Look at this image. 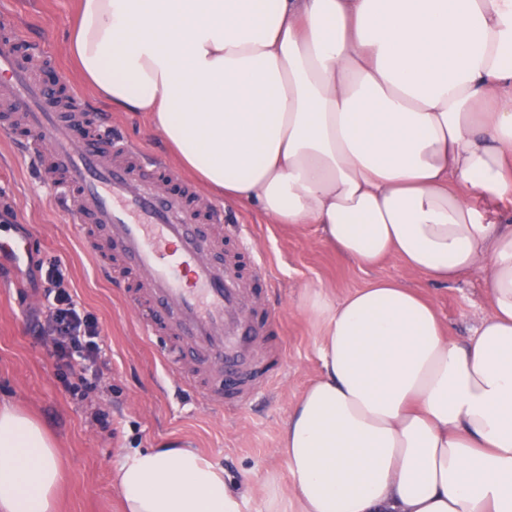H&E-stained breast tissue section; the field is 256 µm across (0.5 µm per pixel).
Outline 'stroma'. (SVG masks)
Returning <instances> with one entry per match:
<instances>
[{"label": "stroma", "instance_id": "obj_1", "mask_svg": "<svg viewBox=\"0 0 512 512\" xmlns=\"http://www.w3.org/2000/svg\"><path fill=\"white\" fill-rule=\"evenodd\" d=\"M77 0H0V28L18 26L19 50L29 56L41 79L57 78L81 93L87 126L108 114L117 131L170 167L178 162L163 136L143 112H115L88 86L66 48ZM41 45L51 58L32 51ZM16 130L0 129L1 202L16 214L0 231L39 235L40 258L60 261L78 306L99 325L107 366L101 389L89 402H78L64 390L54 359L31 332L45 319L48 302L37 265L13 266L0 259V272L28 283L27 296L0 285V401L31 414L50 432L60 448L62 483L57 512H124L123 498L112 481L121 456L135 448H194L224 470L232 485L248 481L243 512H265L266 480L279 479L284 512H300L284 459L277 452L281 432L295 402L319 374L322 338L314 320L302 309L306 289L321 288L339 299L375 279L414 288L436 307L455 341L467 339L490 311L487 261H480L451 285L429 283L396 256L363 268L328 245L317 225L274 223L249 203L229 202L209 193L222 206L228 224H249L256 248L268 260L274 279L270 301L284 327L286 355L282 377L255 407L237 413L213 411L199 398L183 401L162 362V349L142 335L122 293L99 270L95 256L59 207L63 190L55 183L33 180ZM104 408L112 424L96 425L92 412Z\"/></svg>", "mask_w": 512, "mask_h": 512}]
</instances>
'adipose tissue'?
I'll return each instance as SVG.
<instances>
[{"label":"adipose tissue","instance_id":"1","mask_svg":"<svg viewBox=\"0 0 512 512\" xmlns=\"http://www.w3.org/2000/svg\"><path fill=\"white\" fill-rule=\"evenodd\" d=\"M69 49L226 200L438 284L489 259L462 344L394 282L308 291L322 370L279 452L303 512H512V0H78ZM61 478L45 429L0 406V512H55ZM113 479L126 512L244 503L191 448Z\"/></svg>","mask_w":512,"mask_h":512}]
</instances>
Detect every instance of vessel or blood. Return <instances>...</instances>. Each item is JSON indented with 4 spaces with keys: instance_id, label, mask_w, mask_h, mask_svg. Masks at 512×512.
I'll use <instances>...</instances> for the list:
<instances>
[{
    "instance_id": "vessel-or-blood-1",
    "label": "vessel or blood",
    "mask_w": 512,
    "mask_h": 512,
    "mask_svg": "<svg viewBox=\"0 0 512 512\" xmlns=\"http://www.w3.org/2000/svg\"><path fill=\"white\" fill-rule=\"evenodd\" d=\"M0 88L7 122L25 135L38 181L60 180L62 206L76 229L86 220L105 227L107 255L97 262L124 286L146 336H168L165 361L175 383L215 409L239 411L272 385L284 358L283 324L270 310L269 294L256 281L270 280V266L244 242L246 227L232 225L234 241L223 262L212 256L213 236L196 225L198 210L211 223L222 211L203 209L195 185L173 190L162 162L147 167L140 149L117 144L109 121L78 140L84 114L48 105L27 58L0 51ZM27 263L35 236L0 238V256Z\"/></svg>"
}]
</instances>
